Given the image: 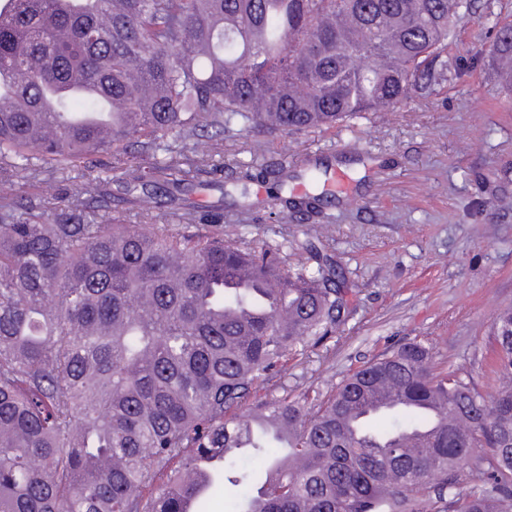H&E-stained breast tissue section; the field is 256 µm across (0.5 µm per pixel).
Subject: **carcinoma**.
I'll list each match as a JSON object with an SVG mask.
<instances>
[{
    "instance_id": "obj_1",
    "label": "carcinoma",
    "mask_w": 512,
    "mask_h": 512,
    "mask_svg": "<svg viewBox=\"0 0 512 512\" xmlns=\"http://www.w3.org/2000/svg\"><path fill=\"white\" fill-rule=\"evenodd\" d=\"M20 2L0 19V512H182L214 453L199 501L230 485L234 512H512L511 308L489 395L413 339L325 395L263 396L340 325L345 291L313 241L290 268L281 245L190 230L185 205L220 187L200 179L207 134L324 130L432 95L475 0ZM477 54L512 92V21ZM107 98L112 126L77 121ZM103 154L142 187L118 202L162 223H124L106 169L54 205L38 176ZM265 176L294 178L285 161Z\"/></svg>"
}]
</instances>
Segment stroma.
<instances>
[{
	"label": "stroma",
	"instance_id": "obj_1",
	"mask_svg": "<svg viewBox=\"0 0 512 512\" xmlns=\"http://www.w3.org/2000/svg\"><path fill=\"white\" fill-rule=\"evenodd\" d=\"M510 16L512 0H479L448 50L461 78L430 97L366 113L348 128L271 143L245 134L212 152L211 180L284 160L298 194L315 159L332 165L323 244L346 280L347 307L336 331L296 360L286 381L271 382L270 393L284 385L326 389L415 338L432 346L437 366L461 370L477 391L491 393L493 321L512 307V101L472 55L491 42L496 20ZM190 201L223 205L224 239L240 246L297 244L321 222L313 214L277 221L262 182L249 184L243 200L208 190Z\"/></svg>",
	"mask_w": 512,
	"mask_h": 512
}]
</instances>
